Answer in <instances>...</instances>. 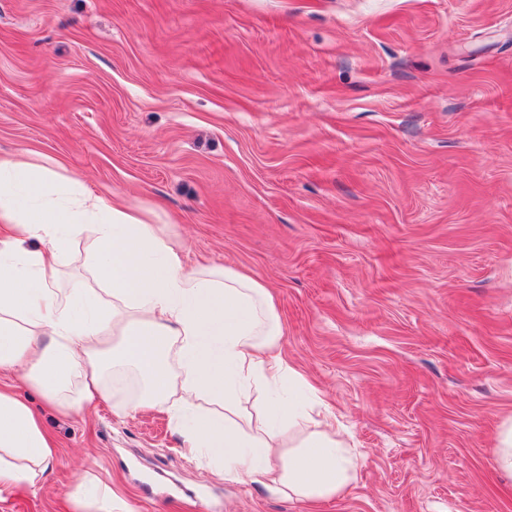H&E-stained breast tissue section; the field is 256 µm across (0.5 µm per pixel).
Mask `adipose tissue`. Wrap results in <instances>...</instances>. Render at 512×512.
Instances as JSON below:
<instances>
[{
	"mask_svg": "<svg viewBox=\"0 0 512 512\" xmlns=\"http://www.w3.org/2000/svg\"><path fill=\"white\" fill-rule=\"evenodd\" d=\"M87 239L90 278L68 288L62 258ZM283 325L269 288L236 267L186 268L148 209L74 188L69 177L0 157V502L37 489L56 448L22 384L77 415L138 376L130 410L165 411L191 455L225 477L262 478L288 499L326 500L358 463L312 386L274 352ZM266 395L265 418L242 403ZM72 512H130L107 484L79 480Z\"/></svg>",
	"mask_w": 512,
	"mask_h": 512,
	"instance_id": "ef3b65f1",
	"label": "adipose tissue"
}]
</instances>
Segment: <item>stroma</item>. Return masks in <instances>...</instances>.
Segmentation results:
<instances>
[{
    "instance_id": "1",
    "label": "stroma",
    "mask_w": 512,
    "mask_h": 512,
    "mask_svg": "<svg viewBox=\"0 0 512 512\" xmlns=\"http://www.w3.org/2000/svg\"><path fill=\"white\" fill-rule=\"evenodd\" d=\"M251 270L359 457L309 503L225 479L123 394L45 414L46 488L134 512H512V0H0V156ZM498 455L496 463L498 467L512 475V421L510 424H504L499 432ZM71 512H130L129 506L112 492L108 484L87 486V476L81 478L69 493Z\"/></svg>"
}]
</instances>
